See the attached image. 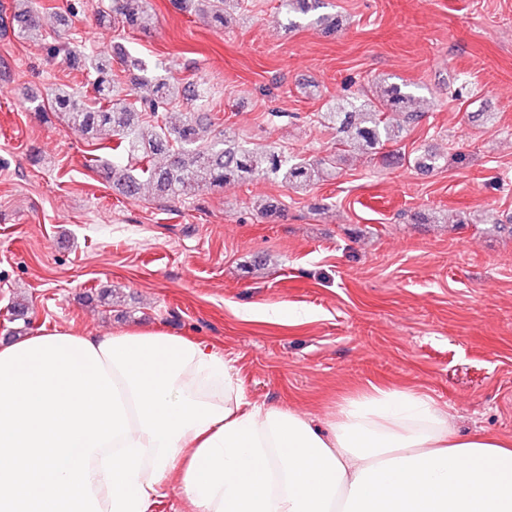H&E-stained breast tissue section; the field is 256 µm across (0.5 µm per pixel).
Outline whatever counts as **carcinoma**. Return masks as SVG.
I'll list each match as a JSON object with an SVG mask.
<instances>
[{
  "instance_id": "obj_1",
  "label": "carcinoma",
  "mask_w": 512,
  "mask_h": 512,
  "mask_svg": "<svg viewBox=\"0 0 512 512\" xmlns=\"http://www.w3.org/2000/svg\"><path fill=\"white\" fill-rule=\"evenodd\" d=\"M241 2L173 0L180 10L194 6L208 14L218 28L224 27L226 6ZM149 10V0H110L108 8L99 11L97 21L104 26L118 23L133 31H145L150 28ZM11 15L22 38L46 42L34 0H12ZM51 50L69 69L88 77L94 98L88 101L77 91L55 87L48 104L33 99L27 109L39 116L55 115L89 141L102 135L114 138L112 157L97 155L89 159L90 167L131 199L139 198L146 184L152 185L156 195L171 199L189 198L203 190L220 191L227 184L261 178L305 188L335 177L336 162L352 148L384 166H401L407 158L396 146L407 127L423 116L416 109L418 97L407 84L384 79L324 104L321 123L335 135V153L326 156H292L274 146L254 148L226 133L206 141L201 120L192 114L176 122L152 124L146 131L142 128L145 116H157L183 94L195 107L202 108L208 100V89L203 85L182 89L174 77L145 79L143 84L152 86V94L133 98L117 90L112 58L76 49L61 40L51 44Z\"/></svg>"
}]
</instances>
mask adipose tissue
<instances>
[{
	"label": "adipose tissue",
	"mask_w": 512,
	"mask_h": 512,
	"mask_svg": "<svg viewBox=\"0 0 512 512\" xmlns=\"http://www.w3.org/2000/svg\"><path fill=\"white\" fill-rule=\"evenodd\" d=\"M90 342L130 428L90 456L102 512H152L173 486L193 512H512V437L458 435L429 397L373 384L318 425L248 399L193 337Z\"/></svg>",
	"instance_id": "1"
}]
</instances>
